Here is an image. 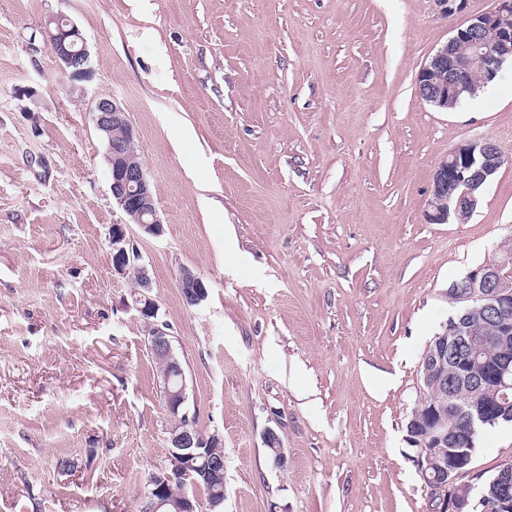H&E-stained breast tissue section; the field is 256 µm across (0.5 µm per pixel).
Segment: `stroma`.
<instances>
[{
    "label": "stroma",
    "mask_w": 512,
    "mask_h": 512,
    "mask_svg": "<svg viewBox=\"0 0 512 512\" xmlns=\"http://www.w3.org/2000/svg\"><path fill=\"white\" fill-rule=\"evenodd\" d=\"M58 13L91 81L48 48ZM461 21L434 0H0V504L140 512L167 463L136 284L112 269L110 95L164 227L128 234L197 428L223 438L224 512H425L420 362L450 285L512 236V73L450 111L416 90ZM484 138L505 163L480 206L426 223L438 162ZM510 462L512 424L482 432L474 473ZM46 42L56 62L73 80H89L92 76L89 54L80 29L63 15L49 19ZM178 283L188 306L199 305L207 296V289L203 280L189 269L185 268L181 271Z\"/></svg>",
    "instance_id": "stroma-1"
}]
</instances>
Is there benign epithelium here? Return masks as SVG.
<instances>
[{"label":"benign epithelium","instance_id":"1","mask_svg":"<svg viewBox=\"0 0 512 512\" xmlns=\"http://www.w3.org/2000/svg\"><path fill=\"white\" fill-rule=\"evenodd\" d=\"M434 2L440 14L451 17L463 12L467 0ZM511 21L512 0H493L488 10L458 25L420 69L416 82L419 97L446 111L448 88L458 93L469 87L473 69H479L487 81L497 76L504 63L512 61ZM45 35L52 56L71 79L91 78L89 54L77 25L57 15L49 19ZM440 73L448 74V83L437 80ZM93 120L106 146L112 197L126 217L124 223L112 225L109 232L112 267L123 275L132 267L137 269L140 289L136 301L146 328L147 346L152 356L167 365L160 393L171 419L170 464L149 476L142 512H170L172 508L175 512H198L196 496L184 493L172 499L167 489L194 473L207 483H224L223 459L205 452L211 443L222 445V438L216 431L205 435L186 424L190 420L186 378L174 355L168 325L158 319L147 269L140 264V254L128 236L130 224L148 236L163 234L149 178L143 164L136 160L137 132L128 113L112 97L96 100ZM114 129L124 130L125 136L112 139ZM503 158L500 146L491 139L467 141L448 150L435 168L425 213L427 223L446 224L452 217L466 222L478 207L485 185L503 166ZM450 182L459 188L454 197L448 193ZM178 283L190 306L199 305L207 296L203 280L189 269L181 271ZM448 295L462 307L429 342L421 360L418 405L430 404L431 414L418 440H412L416 425L413 418L406 435V441L418 447L415 465L428 487L426 512H512V464L499 468L494 481L502 491L493 497L483 495L472 501L456 493L461 479L471 473L472 455L456 447L455 423L456 416H465L468 431L474 434L493 416L512 412V355L484 359L489 349L512 346V239L503 242L498 259L470 271L448 289ZM473 318L492 322L496 331L488 336L467 335ZM450 363L457 368L451 380ZM489 382L499 395L494 405L476 406L455 392L460 385L482 386Z\"/></svg>","mask_w":512,"mask_h":512}]
</instances>
